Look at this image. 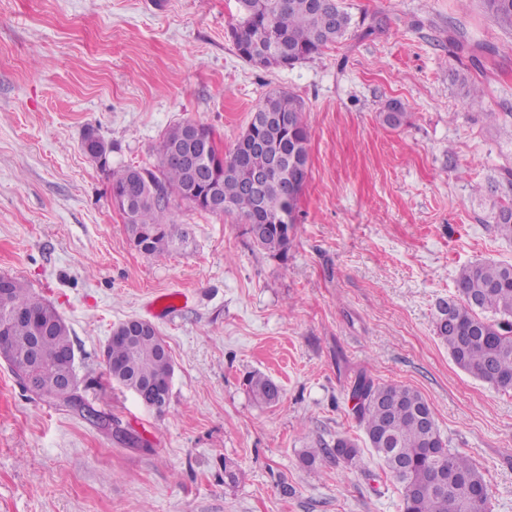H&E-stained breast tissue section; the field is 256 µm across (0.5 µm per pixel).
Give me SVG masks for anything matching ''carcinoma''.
I'll use <instances>...</instances> for the list:
<instances>
[{
    "instance_id": "obj_1",
    "label": "carcinoma",
    "mask_w": 512,
    "mask_h": 512,
    "mask_svg": "<svg viewBox=\"0 0 512 512\" xmlns=\"http://www.w3.org/2000/svg\"><path fill=\"white\" fill-rule=\"evenodd\" d=\"M486 12L502 27L512 29V0H483ZM239 21L231 28L238 56L263 68L280 66L286 53L302 61L344 38L353 25L343 0H238ZM211 130L193 122L169 127L158 148V166L113 169L111 194L131 201L128 229L135 247L162 260L188 239V231L170 219V201L177 197L208 211L204 173L224 200V213L246 225V233L261 249L286 255L301 194L308 177V127L300 99L273 91L252 113L233 148H215ZM262 173L260 195L247 190L246 174ZM497 234L512 240V202L493 204ZM12 300L30 314L44 313L43 303L19 278L10 280ZM457 295L438 305L436 331L455 365L496 389L512 391V264L476 260L462 267L456 278ZM6 325L3 344L15 358L29 356L38 345L43 362L36 367L42 388L37 398L52 405L70 406L60 396L62 368L58 355L72 346L68 327L36 336L32 321L13 317L0 308ZM106 366L110 380L133 393L150 389L168 405L173 372L169 352L157 330L130 332L121 322L112 329ZM253 399L273 405L281 397L269 376L254 373L247 379ZM358 400L356 418L369 445L382 461L386 477L399 485L402 512H490V491L484 476L464 453L448 447L438 428L433 407L416 389L396 383H376L361 376L352 388ZM357 444L348 437L332 448H307L301 457L314 466L325 456L353 465Z\"/></svg>"
}]
</instances>
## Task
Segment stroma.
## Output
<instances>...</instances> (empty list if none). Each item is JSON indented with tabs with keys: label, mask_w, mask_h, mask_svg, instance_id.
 <instances>
[{
	"label": "stroma",
	"mask_w": 512,
	"mask_h": 512,
	"mask_svg": "<svg viewBox=\"0 0 512 512\" xmlns=\"http://www.w3.org/2000/svg\"><path fill=\"white\" fill-rule=\"evenodd\" d=\"M344 4L345 38L264 70L228 36L237 0H0V274L57 309L85 399L138 439L43 403L0 359V512H401L355 418L362 374L418 390L483 473L491 512H512V391L459 369L435 333L460 267L512 263L490 219L512 192V29L482 0ZM275 90L301 99L309 132L287 256L178 199L187 242L142 254L85 133L116 168H154L182 121L225 153ZM393 101L408 114L395 130L380 121ZM166 294L187 301L155 312ZM131 318L172 357L160 414L106 373L112 328ZM256 372L279 402L252 399ZM340 436L359 445L354 466L303 463ZM246 385L253 399L260 404L273 405L281 397L279 385L265 374L254 373L250 375Z\"/></svg>",
	"instance_id": "1"
}]
</instances>
